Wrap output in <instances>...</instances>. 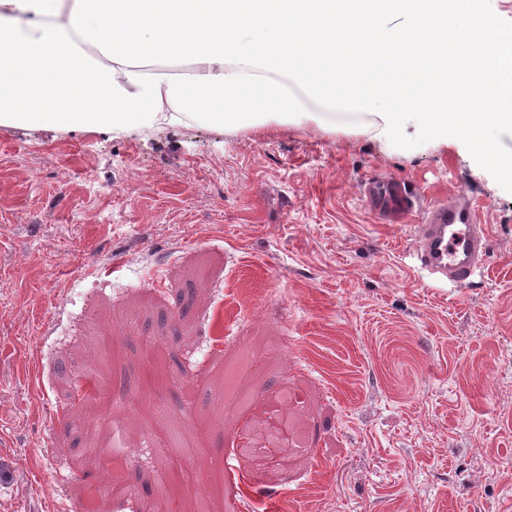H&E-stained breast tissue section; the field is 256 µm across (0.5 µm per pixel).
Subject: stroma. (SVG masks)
<instances>
[{
  "mask_svg": "<svg viewBox=\"0 0 512 512\" xmlns=\"http://www.w3.org/2000/svg\"><path fill=\"white\" fill-rule=\"evenodd\" d=\"M377 121L0 126V512H512V187L481 143ZM373 176L418 211L378 214ZM456 193L487 227L465 288L412 252ZM238 357L248 409L215 403ZM113 481L131 497L89 502Z\"/></svg>",
  "mask_w": 512,
  "mask_h": 512,
  "instance_id": "35a3bbf8",
  "label": "stroma"
}]
</instances>
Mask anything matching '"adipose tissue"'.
<instances>
[{
    "label": "adipose tissue",
    "mask_w": 512,
    "mask_h": 512,
    "mask_svg": "<svg viewBox=\"0 0 512 512\" xmlns=\"http://www.w3.org/2000/svg\"><path fill=\"white\" fill-rule=\"evenodd\" d=\"M341 103L380 138L416 112L443 141L512 139V28L481 0H0V126L223 129ZM483 162L512 185L496 144Z\"/></svg>",
    "instance_id": "ef3b65f1"
}]
</instances>
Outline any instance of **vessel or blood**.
Here are the masks:
<instances>
[{
  "mask_svg": "<svg viewBox=\"0 0 512 512\" xmlns=\"http://www.w3.org/2000/svg\"><path fill=\"white\" fill-rule=\"evenodd\" d=\"M364 189L372 206L392 219H402L415 206L402 181L371 178ZM486 248L485 227L478 224L471 200L437 202L425 209L414 249L422 269L464 288L485 261Z\"/></svg>",
  "mask_w": 512,
  "mask_h": 512,
  "instance_id": "1",
  "label": "vessel or blood"
}]
</instances>
